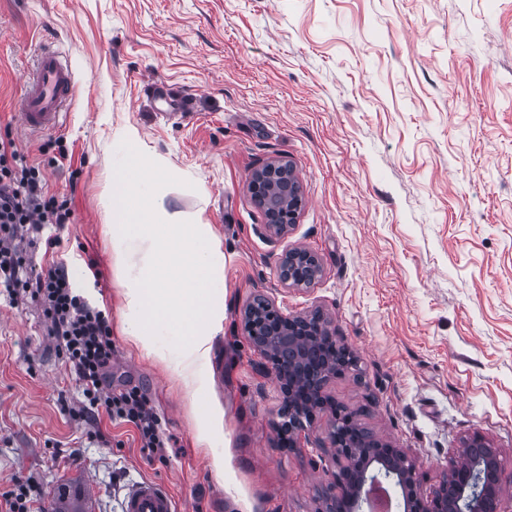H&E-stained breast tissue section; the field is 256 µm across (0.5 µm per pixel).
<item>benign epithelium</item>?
<instances>
[{"mask_svg":"<svg viewBox=\"0 0 512 512\" xmlns=\"http://www.w3.org/2000/svg\"><path fill=\"white\" fill-rule=\"evenodd\" d=\"M248 189L266 211L267 235L274 239L288 236L302 205L292 166L274 162L255 170ZM322 273L317 256L304 248L289 249L279 258L278 278L286 286L310 288ZM242 324L251 344L277 375L287 414L293 416L280 426L285 444L298 448L303 441L311 442L317 418H327L333 453L320 512H364L363 505L370 503L374 489L384 480H393L402 488L404 512H506L496 449L479 436L458 450L442 483L429 495L417 492V466L401 449L377 439L358 443L340 438V431L358 427L354 417L327 392L329 382L344 369L328 366L321 382L305 396L296 386V372L307 363L311 351L337 346L334 331L320 313L288 316L271 297L257 293L243 310Z\"/></svg>","mask_w":512,"mask_h":512,"instance_id":"7a95c632","label":"benign epithelium"}]
</instances>
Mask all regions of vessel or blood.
<instances>
[{
    "label": "vessel or blood",
    "instance_id": "1",
    "mask_svg": "<svg viewBox=\"0 0 512 512\" xmlns=\"http://www.w3.org/2000/svg\"><path fill=\"white\" fill-rule=\"evenodd\" d=\"M74 90V74L67 54L54 44H44L32 69L24 74L18 121L24 135L62 129ZM124 512H177L172 490L162 482L144 480L129 490Z\"/></svg>",
    "mask_w": 512,
    "mask_h": 512
}]
</instances>
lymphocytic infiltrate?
<instances>
[{"label":"lymphocytic infiltrate","mask_w":512,"mask_h":512,"mask_svg":"<svg viewBox=\"0 0 512 512\" xmlns=\"http://www.w3.org/2000/svg\"><path fill=\"white\" fill-rule=\"evenodd\" d=\"M71 218L70 197L49 193L45 176L28 165L13 139L0 137V289L10 302L39 304L54 344L79 384L82 400L75 418L94 428L103 414L132 424L142 447L161 450L167 441L149 399L134 389L112 391V331L88 283L76 282L61 261L36 270L16 244L22 232L39 234L46 225L67 224Z\"/></svg>","instance_id":"f902f5d3"}]
</instances>
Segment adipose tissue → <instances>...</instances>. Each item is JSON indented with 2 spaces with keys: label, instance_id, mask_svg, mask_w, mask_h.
<instances>
[{
  "label": "adipose tissue",
  "instance_id": "obj_1",
  "mask_svg": "<svg viewBox=\"0 0 512 512\" xmlns=\"http://www.w3.org/2000/svg\"><path fill=\"white\" fill-rule=\"evenodd\" d=\"M163 181L164 173L155 162L133 156L106 192L111 220L104 232L112 239L115 263H122L129 242H139L146 250L137 273L123 280L128 310L125 335L147 357L171 370L194 399L207 385L205 363L211 341L200 317L215 296L220 268L210 226L179 223L165 206ZM161 317L190 338L178 358H168L153 343Z\"/></svg>",
  "mask_w": 512,
  "mask_h": 512
}]
</instances>
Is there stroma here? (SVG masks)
<instances>
[{"mask_svg": "<svg viewBox=\"0 0 512 512\" xmlns=\"http://www.w3.org/2000/svg\"><path fill=\"white\" fill-rule=\"evenodd\" d=\"M45 41L75 70L70 119L24 136L22 77ZM7 133L73 210L45 229L60 239L53 254L28 235L18 246L35 268L62 259L78 279L95 264L112 391L147 396L170 443L145 451L106 418L88 438L39 305L0 295V493L34 482L33 512H56V492L88 486L92 512H122L149 478L185 512H317L330 451L279 447L284 397L241 324L263 292L282 313L330 321L360 366L330 394L416 460L422 493L478 435L498 448L512 502V0H0ZM133 154L164 162L167 209L210 225L223 265L195 402L122 333L102 195ZM274 160L292 165L303 196L281 240L247 190ZM297 245L323 267L307 290L277 274ZM198 410L223 417L213 446L197 439Z\"/></svg>", "mask_w": 512, "mask_h": 512, "instance_id": "1", "label": "stroma"}]
</instances>
